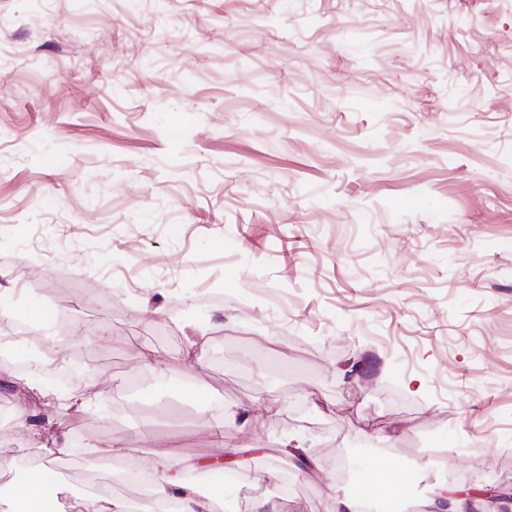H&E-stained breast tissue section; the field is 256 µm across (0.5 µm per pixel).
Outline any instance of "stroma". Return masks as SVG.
Here are the masks:
<instances>
[{
	"mask_svg": "<svg viewBox=\"0 0 512 512\" xmlns=\"http://www.w3.org/2000/svg\"><path fill=\"white\" fill-rule=\"evenodd\" d=\"M0 289L10 321L69 314L72 391L112 407L39 416L102 446L156 416L119 466L264 443L233 512H330L349 460L512 493V0H0ZM28 353L0 362L2 486Z\"/></svg>",
	"mask_w": 512,
	"mask_h": 512,
	"instance_id": "1",
	"label": "stroma"
}]
</instances>
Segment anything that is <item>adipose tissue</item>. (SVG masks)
<instances>
[{
	"instance_id": "1",
	"label": "adipose tissue",
	"mask_w": 512,
	"mask_h": 512,
	"mask_svg": "<svg viewBox=\"0 0 512 512\" xmlns=\"http://www.w3.org/2000/svg\"><path fill=\"white\" fill-rule=\"evenodd\" d=\"M35 433L42 439L35 449L41 462L27 470L8 497L0 498V512H61L67 486L50 481L48 474L56 453L69 447L70 441L52 433L47 425L36 428ZM151 470L152 485L144 498L127 502L89 493L76 502V512H164L163 506L168 502L177 504V512H215L218 493L203 494L188 485L182 473L172 470L167 449L153 451Z\"/></svg>"
}]
</instances>
